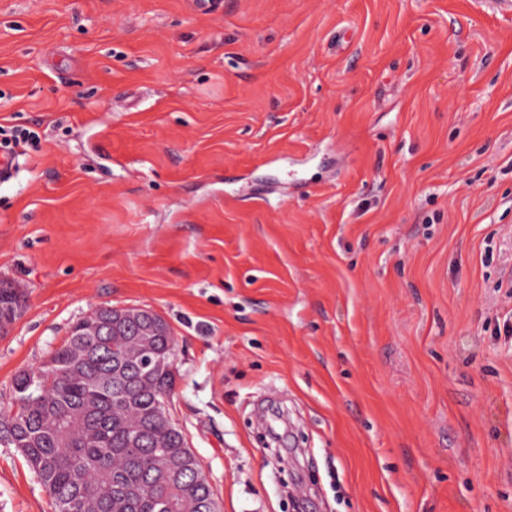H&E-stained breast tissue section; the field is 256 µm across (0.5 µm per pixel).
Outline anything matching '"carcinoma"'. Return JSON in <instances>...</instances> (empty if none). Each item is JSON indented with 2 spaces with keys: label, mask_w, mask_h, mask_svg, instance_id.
I'll list each match as a JSON object with an SVG mask.
<instances>
[{
  "label": "carcinoma",
  "mask_w": 512,
  "mask_h": 512,
  "mask_svg": "<svg viewBox=\"0 0 512 512\" xmlns=\"http://www.w3.org/2000/svg\"><path fill=\"white\" fill-rule=\"evenodd\" d=\"M26 307L0 282V332ZM101 330L77 321L50 359L19 372L13 408L0 413V444L19 450L55 512H219L209 481L182 431L164 415L174 368L142 369L173 341L147 310L112 328V308L94 311Z\"/></svg>",
  "instance_id": "obj_1"
}]
</instances>
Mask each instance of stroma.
<instances>
[{"label":"stroma","mask_w":512,"mask_h":512,"mask_svg":"<svg viewBox=\"0 0 512 512\" xmlns=\"http://www.w3.org/2000/svg\"><path fill=\"white\" fill-rule=\"evenodd\" d=\"M0 411L97 308L178 342L221 512H512V14L0 0ZM0 512H54L0 444ZM41 139L39 134L27 127L14 126L9 130L0 127V179L11 175L16 167V157L2 148L15 152H26L27 148L38 150ZM25 307V295L18 288L0 282V332L17 320Z\"/></svg>","instance_id":"obj_1"}]
</instances>
